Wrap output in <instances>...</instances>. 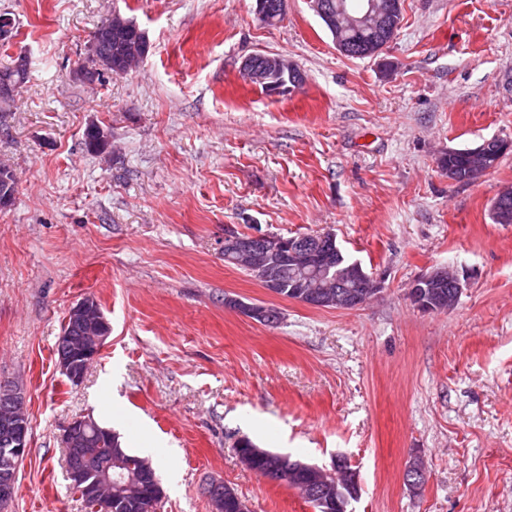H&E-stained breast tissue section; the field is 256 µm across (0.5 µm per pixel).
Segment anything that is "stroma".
<instances>
[{
	"label": "stroma",
	"instance_id": "obj_1",
	"mask_svg": "<svg viewBox=\"0 0 512 512\" xmlns=\"http://www.w3.org/2000/svg\"><path fill=\"white\" fill-rule=\"evenodd\" d=\"M254 0H0V59L29 78L0 104V380L26 395L29 451L6 512H87L61 437L88 417L147 456L158 512H214L215 479L252 512H314L263 480L236 443L361 479L350 512H512V224L492 218L512 152L469 183L438 161L512 142V0H403L375 58L340 53L308 0L275 27ZM132 19L137 70L86 82L95 29ZM288 57L300 88L246 84L242 59ZM107 130L89 152V124ZM331 232L381 282L355 310L272 294L224 262V235ZM447 266L444 313L408 289ZM280 309L262 325L225 296ZM94 297L111 325L81 386L56 366L69 308ZM423 458L426 481L404 472Z\"/></svg>",
	"mask_w": 512,
	"mask_h": 512
}]
</instances>
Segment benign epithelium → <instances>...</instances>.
<instances>
[{"label": "benign epithelium", "instance_id": "benign-epithelium-1", "mask_svg": "<svg viewBox=\"0 0 512 512\" xmlns=\"http://www.w3.org/2000/svg\"><path fill=\"white\" fill-rule=\"evenodd\" d=\"M288 0H255L257 17L266 19L270 15H284ZM311 9L327 19L337 33L336 48L343 54L353 50L367 55L365 46H353L352 36L363 31L392 37L400 28L402 18L401 0H365L360 12H353L341 2L326 3L324 0H309ZM130 27L132 22L120 15L112 19L93 34V41L106 38L110 27ZM241 74L248 80L266 81L280 90L291 83L297 87L304 83L303 73L288 60L269 54H253L244 58L240 65ZM512 144L492 142L467 150L472 173H484L495 164V152H506ZM338 250L336 238L331 233L304 239L284 238L280 235L254 232L246 236L224 235V255L234 254L240 265L259 274L267 284H279L278 271L283 262H288L299 274V298L297 302L310 307H320L331 303L326 290L321 286V272L325 269L329 256ZM444 269H433L415 279L408 289L411 302L423 312H441L432 295L421 288L438 280ZM332 284L338 287L336 300L354 309L364 306L380 288V283L372 276L355 278L345 273L336 275ZM111 327L105 319L98 303L86 297L72 306L65 320V328L56 345V363L61 373L74 386L81 385L91 363L98 358L105 346ZM0 439L6 444L4 452L18 458L27 454L29 448V421L26 411V396L21 389L9 382L0 381ZM104 432L90 418H78L66 427L63 442L67 449V471L78 495L91 499L95 509L112 512L115 505L141 503L150 500L149 509H157V498L163 491L156 487L147 488L153 479L154 470L148 465L141 468L122 456L111 454L110 450L100 449ZM241 462L252 468L259 458L269 463L260 472L266 480L288 485L303 472L315 474L316 479L301 485V492L318 498L341 512L346 510L345 502L337 497V485L330 481L336 471L344 466L333 457L330 467L293 461L286 454L273 453L256 446L244 447L239 444ZM19 493L17 470L6 469L0 473V506L12 501ZM212 504L219 502L233 512H251L249 503L234 493L224 480L211 481L204 490Z\"/></svg>", "mask_w": 512, "mask_h": 512}]
</instances>
